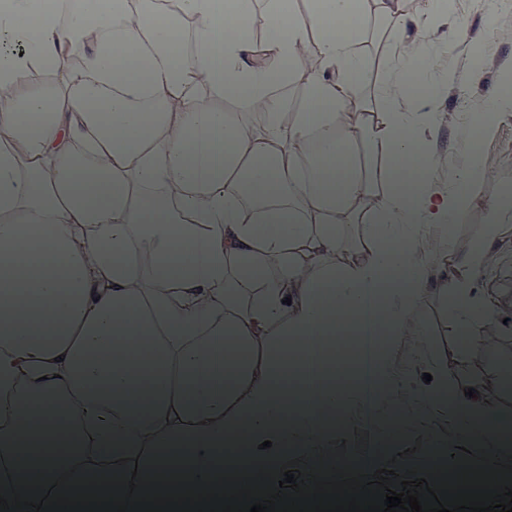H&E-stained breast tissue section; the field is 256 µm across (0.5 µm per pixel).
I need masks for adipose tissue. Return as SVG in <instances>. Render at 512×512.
Instances as JSON below:
<instances>
[{
	"label": "adipose tissue",
	"mask_w": 512,
	"mask_h": 512,
	"mask_svg": "<svg viewBox=\"0 0 512 512\" xmlns=\"http://www.w3.org/2000/svg\"><path fill=\"white\" fill-rule=\"evenodd\" d=\"M448 0H0V495L167 493L172 444H246L258 477L438 484L420 452L473 439L512 404L488 396V352L407 335L487 163L440 174L439 86L411 93ZM512 222L503 191L469 241L467 278ZM374 303L392 377L375 420L326 392L324 427L282 402L289 358ZM245 361H238L239 349ZM238 363L233 387L214 392ZM144 404L90 389L104 365ZM431 374L423 383V374ZM447 387V398L438 390ZM475 388L476 397L465 396ZM402 427L399 448H373ZM338 427L345 453L326 445ZM66 433L74 452L20 453Z\"/></svg>",
	"instance_id": "adipose-tissue-1"
}]
</instances>
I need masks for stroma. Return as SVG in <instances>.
Segmentation results:
<instances>
[{"instance_id":"obj_1","label":"stroma","mask_w":512,"mask_h":512,"mask_svg":"<svg viewBox=\"0 0 512 512\" xmlns=\"http://www.w3.org/2000/svg\"><path fill=\"white\" fill-rule=\"evenodd\" d=\"M454 16L467 25L469 37L484 45L482 73H475L471 60L462 47L450 46L441 34H434L427 46L420 47L407 40L403 53L421 52L435 55L446 63V71L424 67L419 76L427 82H444L453 74L455 84L440 98L439 125L434 133L436 160L441 168L460 167L467 163L466 154L451 151V143L469 135L475 117L481 113L487 97L497 86L501 72L512 71V0H455ZM478 149L493 162L478 191L474 206L461 223L458 236L460 247L466 246L471 235L483 224L486 209L503 184H512V109L503 111L492 136L482 139ZM486 264L496 266L493 279L478 277L464 281L461 254L453 252L439 266L431 289L441 291L445 305H453L460 287H468L477 301H485L488 291L497 293V312L490 322L494 333L485 337L487 346H494L498 337L512 339V224L485 248Z\"/></svg>"}]
</instances>
